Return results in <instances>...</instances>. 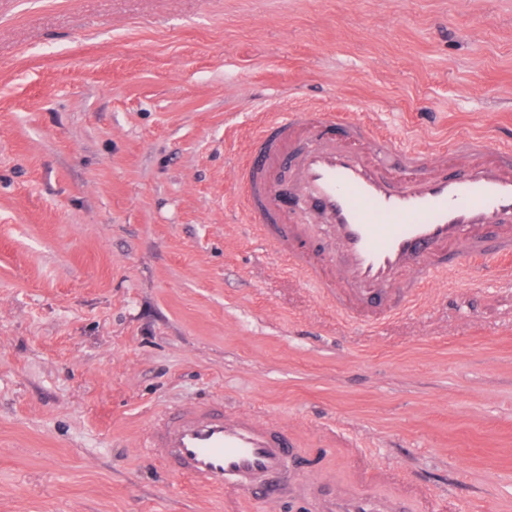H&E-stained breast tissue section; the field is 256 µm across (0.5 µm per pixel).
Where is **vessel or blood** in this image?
<instances>
[{
  "instance_id": "obj_1",
  "label": "vessel or blood",
  "mask_w": 512,
  "mask_h": 512,
  "mask_svg": "<svg viewBox=\"0 0 512 512\" xmlns=\"http://www.w3.org/2000/svg\"><path fill=\"white\" fill-rule=\"evenodd\" d=\"M334 122L344 129L337 139L329 135ZM299 129L308 137L288 159L294 168L290 192L308 202L338 247L318 268L294 252L292 242L304 227L273 205L281 190L267 174ZM363 143L370 156L360 152ZM452 160L461 162V171L442 174ZM239 180L242 207L261 240L320 288L343 287L340 311L373 304L397 309L434 270L456 266L461 257L496 259L500 276L512 277V236L491 233L512 223V145L496 135L429 153L409 145L403 131L378 134L361 120H337L328 109L270 113L249 142ZM146 448L171 473L202 488L255 490L270 505L288 493V430L248 412L228 416L222 404L209 401L174 408L156 421ZM322 512L407 510L401 501L337 495Z\"/></svg>"
}]
</instances>
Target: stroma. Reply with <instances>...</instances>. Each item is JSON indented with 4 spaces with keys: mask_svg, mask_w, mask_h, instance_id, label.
I'll return each instance as SVG.
<instances>
[{
    "mask_svg": "<svg viewBox=\"0 0 512 512\" xmlns=\"http://www.w3.org/2000/svg\"><path fill=\"white\" fill-rule=\"evenodd\" d=\"M300 106L512 139V0H0V512H263L148 457L206 400L287 427L280 512H512V281L369 325L285 272L228 174ZM323 512H407L403 501L380 503L362 497L336 495L324 503Z\"/></svg>",
    "mask_w": 512,
    "mask_h": 512,
    "instance_id": "35a3bbf8",
    "label": "stroma"
}]
</instances>
